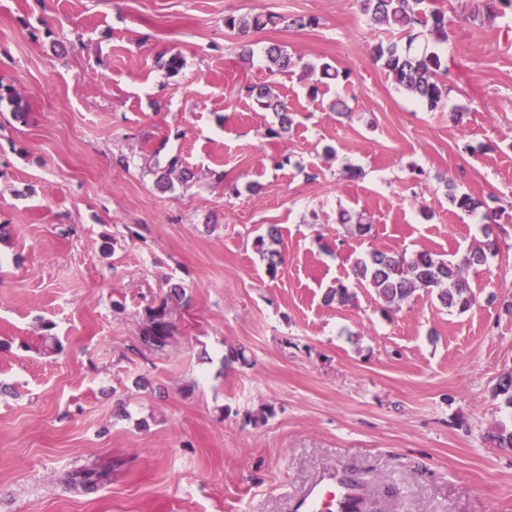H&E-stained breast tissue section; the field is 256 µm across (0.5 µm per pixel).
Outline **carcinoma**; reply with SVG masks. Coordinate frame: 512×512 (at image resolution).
Instances as JSON below:
<instances>
[{"instance_id": "cac0c4a2", "label": "carcinoma", "mask_w": 512, "mask_h": 512, "mask_svg": "<svg viewBox=\"0 0 512 512\" xmlns=\"http://www.w3.org/2000/svg\"><path fill=\"white\" fill-rule=\"evenodd\" d=\"M363 11L371 19L387 28L406 35V42L400 45L390 42L374 48L375 60L382 62L393 80L418 102L430 109L438 107L447 95L444 78L448 67L443 65L441 55L420 46L417 39L423 36V30L442 34L451 19L445 11L430 6L428 0H361ZM504 9L512 11V0H475L473 19H487L491 22ZM285 22V18L275 12H248L242 15H230L224 18V26L246 37L250 34L273 29ZM269 62L271 75L283 73L296 64L294 56L288 50L275 43L264 48ZM306 72L317 76V81L335 80L339 71L328 63L315 66L303 64ZM256 104L263 110L273 113L278 119V128L271 130L275 137L286 133L292 124L288 103L275 92L273 84H265L251 89ZM179 160L173 157L166 169L156 180L157 187L168 189L173 186L172 177L186 181L185 171L178 170ZM451 204L458 210L472 212L483 206L468 193L455 190L448 194ZM490 227H484L485 240L470 247L457 259H444L427 250H421L411 256L393 251L372 249L362 253L354 261L351 270L353 277L360 283L373 288L378 298L388 310H395L411 299L416 292L437 293L440 303L448 309L464 311L471 307L476 298L466 278L470 268L484 266L488 258L499 251L498 240L491 237ZM278 228L268 227L267 237L257 239V247L266 261L270 276L277 275L284 258L280 251L266 246V241H277ZM351 299L349 288L338 282L325 294L326 303L344 304ZM148 315L141 332V347L148 351H164L173 338L174 325L171 322L167 305L147 308ZM112 469L96 465H85L66 472L64 482L73 489L90 492L98 489L111 478Z\"/></svg>"}]
</instances>
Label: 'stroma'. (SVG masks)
Returning a JSON list of instances; mask_svg holds the SVG:
<instances>
[{"label": "stroma", "instance_id": "35a3bbf8", "mask_svg": "<svg viewBox=\"0 0 512 512\" xmlns=\"http://www.w3.org/2000/svg\"><path fill=\"white\" fill-rule=\"evenodd\" d=\"M435 4L431 110L375 61L392 36L359 0H0V512H291L351 470L372 512H512V448L487 437L512 426V14ZM255 9L316 24L225 28ZM272 42L300 65L270 75ZM307 62L340 75L315 85ZM268 82L284 137L250 94ZM174 156L190 179L160 190ZM490 207L500 253L469 270L467 311L420 291L385 314L351 274L374 248L466 250ZM340 280L350 302L326 304ZM162 303L172 344L141 350ZM93 463L111 483H63ZM273 83L253 87L250 92L255 96L256 104L265 111L273 112L278 119V129H271L274 137L288 133L292 124L291 110L288 103L275 92Z\"/></svg>", "mask_w": 512, "mask_h": 512}]
</instances>
